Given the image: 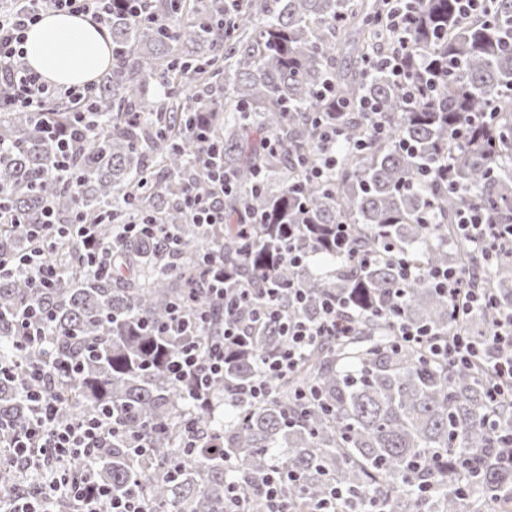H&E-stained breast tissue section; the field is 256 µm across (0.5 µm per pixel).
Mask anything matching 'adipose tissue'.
I'll return each mask as SVG.
<instances>
[{"label":"adipose tissue","instance_id":"1","mask_svg":"<svg viewBox=\"0 0 512 512\" xmlns=\"http://www.w3.org/2000/svg\"><path fill=\"white\" fill-rule=\"evenodd\" d=\"M27 66L57 87L85 84L111 63L107 32L90 16L58 12L42 17L27 32Z\"/></svg>","mask_w":512,"mask_h":512}]
</instances>
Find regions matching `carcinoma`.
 I'll list each match as a JSON object with an SVG mask.
<instances>
[{"label": "carcinoma", "mask_w": 512, "mask_h": 512, "mask_svg": "<svg viewBox=\"0 0 512 512\" xmlns=\"http://www.w3.org/2000/svg\"><path fill=\"white\" fill-rule=\"evenodd\" d=\"M459 6L415 0L403 41L387 26L389 0L369 13L362 0H146L141 19L112 0V67L96 85L88 129L69 159L71 182L54 177V168L57 134L76 106L17 109L0 80V208L17 215L14 224L0 223L1 256L32 248L30 231L47 206L60 224L78 212L98 219L106 242L142 220L177 232L124 238L114 271L97 275L88 273L76 237L56 235L45 260L63 278L48 290L15 268L0 274V363L10 366L0 376V419L24 428L29 390L44 388L43 371L64 365L63 383L52 388L63 419L106 410L121 433L162 424L146 457L114 437L95 464L116 495L138 484L150 512H225L227 485H252L274 457L301 478L287 482L293 512H310L325 497L333 512H369L374 497L387 512L511 504L512 465L501 461L487 418L512 427V402L488 401L491 364L467 368L398 348L391 336L402 318L442 339L463 331L480 340L492 333L495 310L512 308L509 247L486 282L495 307L462 320L426 278L401 279L403 264L468 268L469 245L455 225L470 205L489 224L512 225V0H492L467 17ZM358 20L367 29L357 58L401 55L404 80L384 70L336 75L339 35ZM327 79L349 105L339 113L343 137L368 147L324 184L305 179L297 159H318L310 115L329 110L317 96ZM364 98L387 119L381 138L356 107ZM192 115L207 123L235 179L222 200L224 223L208 229L182 205L185 192L211 190L191 163ZM444 158L449 182L434 167ZM341 223L353 243L329 250ZM290 232L334 269L289 265ZM213 250L236 287L254 297L279 284L290 319L315 315L327 297L346 301L359 316L352 335L316 342L294 371L272 380L270 398L251 403L240 389L255 380L260 357L285 345L278 324L260 326L212 383L211 406L193 399L170 381L166 362L183 344L204 348L221 333L224 313L205 285ZM295 288L308 298L300 310L291 305ZM33 303L49 315L46 343L19 335L17 314ZM177 304L191 317L209 313L203 335L165 332ZM189 422L201 432L191 453L183 439ZM334 487L346 497L331 498Z\"/></svg>", "instance_id": "1"}]
</instances>
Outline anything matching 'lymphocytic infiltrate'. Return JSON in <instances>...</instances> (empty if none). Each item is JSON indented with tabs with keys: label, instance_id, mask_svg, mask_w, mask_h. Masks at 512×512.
Listing matches in <instances>:
<instances>
[{
	"label": "lymphocytic infiltrate",
	"instance_id": "obj_1",
	"mask_svg": "<svg viewBox=\"0 0 512 512\" xmlns=\"http://www.w3.org/2000/svg\"><path fill=\"white\" fill-rule=\"evenodd\" d=\"M24 9L10 15L0 13V77L9 80L14 106L35 112L51 109L56 103L85 104L93 90L92 85L80 88L52 87L42 81L39 74L25 65L21 45L25 32L43 16L45 10L92 16L99 24L109 22L112 0H26ZM312 125L317 131L319 161L301 164L305 177L329 182L339 163L336 141L341 132L330 115L316 112ZM198 150L193 164L214 182L216 191L211 195L188 193L185 208L193 223L208 227L224 221V209L219 192L231 187L233 180L217 162L219 150L210 144L206 134H198ZM55 221L52 210H45L44 221L33 232L35 245L30 253L19 257L16 267L25 269L35 287H55L58 270L44 263L41 241ZM460 233L472 245L484 262H491L498 247L512 239V231L499 224H488L484 215L475 208L465 209L458 223ZM209 289L222 302L225 310L224 329L207 348L185 346L168 361V374L176 384H191L196 394H204L212 381L222 378L227 364L229 348L242 345L247 330L236 314L244 301H252L251 322L262 325L273 320L278 309L275 288H267L263 297L251 300L246 288H230L224 282L223 261H213L207 270ZM428 276L438 288L448 291V298L456 315L465 316L480 309L492 307L486 289L476 287L478 271L455 268L429 270ZM356 318L341 299H327L318 315L311 319L297 318L283 323L286 344L272 356L261 358V373L243 395L250 401L261 402L270 395L269 381L290 371L308 343L322 336L335 338L349 336ZM496 332L485 343H475L470 337L456 336L443 340L424 327L402 321L398 324L399 344L426 347L436 354H448L459 364L468 366L489 358L494 362L498 381L489 388L491 402L497 403L512 392V309L499 311L495 320ZM33 419L25 429L19 430L0 420V460L13 466L21 482H35V493L23 491L13 496L0 493V512H51V503L63 501L75 506L76 512H148V508L135 488L122 495H113L101 485L90 460L96 458L102 445L114 429L109 415L91 414L73 423L64 420L53 393L36 391L30 396ZM285 476L278 460H271L266 472L257 478L255 492L245 491L237 485L229 486L225 493L228 512H253L261 505L262 512H289L285 501Z\"/></svg>",
	"mask_w": 512,
	"mask_h": 512
}]
</instances>
